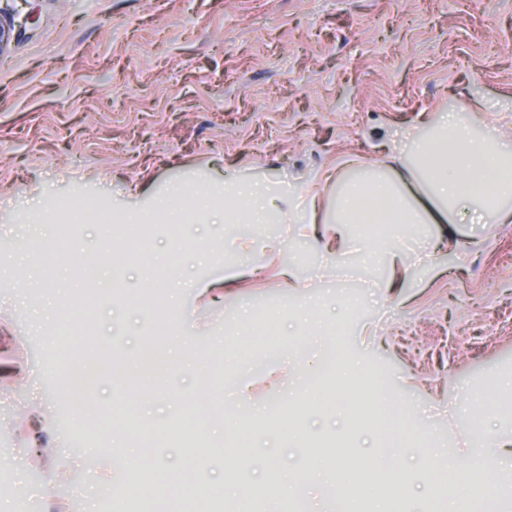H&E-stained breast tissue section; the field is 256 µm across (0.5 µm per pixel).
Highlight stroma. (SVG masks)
<instances>
[{"label": "stroma", "instance_id": "obj_1", "mask_svg": "<svg viewBox=\"0 0 512 512\" xmlns=\"http://www.w3.org/2000/svg\"><path fill=\"white\" fill-rule=\"evenodd\" d=\"M0 14L13 38L0 54V466L43 482L48 449L30 446L41 422L61 452L50 512H87L100 492L92 458L79 447L112 442L96 426L111 411L128 431L161 440L149 458L100 463L108 478L152 479L155 468L196 464V512L224 499L234 447L210 451V433L182 436L181 404L232 408V427L259 454L301 467L324 444L368 481L376 456L372 401L378 382L407 410L410 451L400 461L405 512H437L434 477L419 436L435 448L472 447L478 430L512 439V223L430 224L375 264L348 240L324 250L301 225L256 224L251 254L225 257L227 224H195L206 261L182 264L184 288L168 267L179 242L158 224L151 265L130 260L116 299L97 307L87 344L60 361L53 329L87 293L62 265L47 269L39 238L55 235L69 201L104 212L148 211L183 186L203 195L236 177L299 195L330 165L392 171L388 148L427 135L442 112L463 108L512 145V0H16ZM56 204L48 224L32 206ZM262 274H254L255 266ZM226 270L223 301L196 297V284ZM53 272L55 292L39 304L16 279ZM276 321L269 344L245 363L226 349L248 343L259 316ZM185 325L193 366L144 371L140 349L168 318ZM342 324L334 339L329 326ZM339 350L353 372L360 417L309 401L304 385L318 357ZM223 369L224 396L209 401ZM278 400L300 430L257 419Z\"/></svg>", "mask_w": 512, "mask_h": 512}]
</instances>
